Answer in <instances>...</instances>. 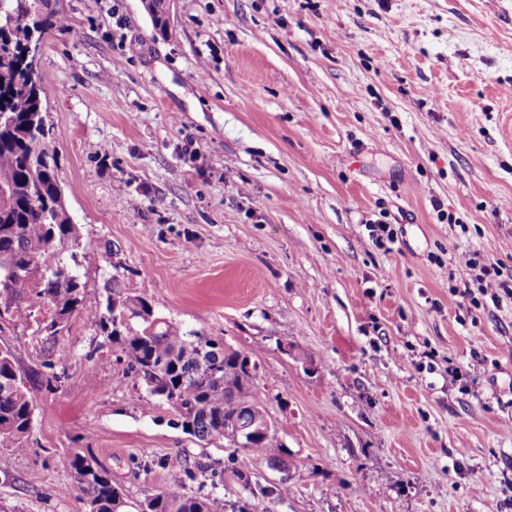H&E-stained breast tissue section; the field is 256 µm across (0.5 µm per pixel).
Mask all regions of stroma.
I'll return each mask as SVG.
<instances>
[{
    "label": "stroma",
    "mask_w": 512,
    "mask_h": 512,
    "mask_svg": "<svg viewBox=\"0 0 512 512\" xmlns=\"http://www.w3.org/2000/svg\"><path fill=\"white\" fill-rule=\"evenodd\" d=\"M43 82L86 302L111 253L156 316L223 340L288 462L170 426L85 318L0 324L41 392L27 453L0 448V512H84L92 450L139 502L210 455L247 512H512V0H56ZM391 225L377 246L368 225ZM287 482L286 494L272 490ZM477 253L465 254L459 257L458 264L469 270H475L479 266L480 276V289L483 293H488V290L493 292L497 288H506L504 283L498 280V270L493 264H481L476 259Z\"/></svg>",
    "instance_id": "obj_1"
}]
</instances>
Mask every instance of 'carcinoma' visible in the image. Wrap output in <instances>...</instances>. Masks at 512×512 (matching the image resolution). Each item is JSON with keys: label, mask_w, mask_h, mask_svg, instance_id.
Segmentation results:
<instances>
[{"label": "carcinoma", "mask_w": 512, "mask_h": 512, "mask_svg": "<svg viewBox=\"0 0 512 512\" xmlns=\"http://www.w3.org/2000/svg\"><path fill=\"white\" fill-rule=\"evenodd\" d=\"M67 29L64 15L52 0H7L0 11V321L36 306L43 312L34 333L54 336L70 320L82 316L119 349L126 374L143 384L145 412L154 401L166 402L184 433L208 444L224 436L232 417L246 421L243 406L265 410L260 397L242 383L240 352L200 333L155 316L152 305L126 296L116 313L112 298L105 307L86 304L78 249L82 231L74 223L55 170L53 126L47 103L53 88L26 62L24 51L35 39ZM61 376L36 374L25 383L14 354L0 348V447L15 454L27 451L33 428L37 392L60 382ZM262 452L270 465H287L277 432L265 438ZM67 492H79L86 512H124V490L89 451L67 460ZM185 476L224 485V469L208 455L184 468ZM143 512H217V498L204 487L191 493L176 480L141 502Z\"/></svg>", "instance_id": "1"}]
</instances>
